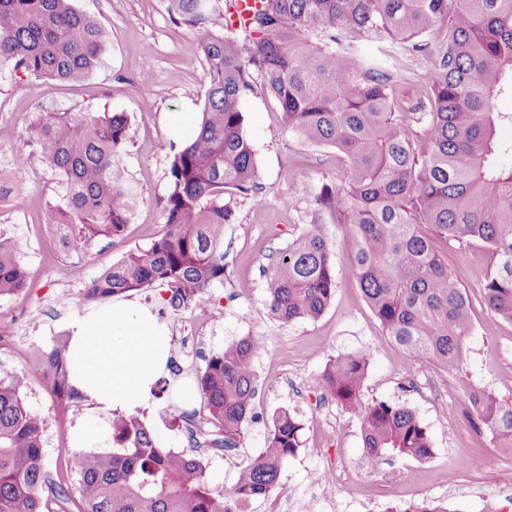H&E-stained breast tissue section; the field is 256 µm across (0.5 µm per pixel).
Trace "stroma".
<instances>
[{
	"label": "stroma",
	"mask_w": 512,
	"mask_h": 512,
	"mask_svg": "<svg viewBox=\"0 0 512 512\" xmlns=\"http://www.w3.org/2000/svg\"><path fill=\"white\" fill-rule=\"evenodd\" d=\"M73 4L105 29L103 60L76 87L20 72L0 74V167L10 165L17 145L29 139L38 113L124 112L131 120L130 141L120 165L139 199L122 238L95 240L84 254H74L64 246L61 230L43 221L59 188L51 171L32 160L10 201L0 204V231L17 240L28 278L22 292L0 298V328L15 347L14 353L0 352V378L26 374L31 361L43 359L76 318L105 310V303L83 305L79 298L88 281L161 233L171 130L179 115L198 116L205 100V61L196 49L197 34L170 20L166 0ZM145 73L151 76L146 85L141 82ZM244 116L264 202L257 207L248 198L236 201L234 221L224 231L223 286L213 289L205 308H174L169 292L159 286L128 292L123 299L149 310L166 327L176 377L184 382L224 345L248 335L264 340L256 361V418L237 449L217 456L195 447L176 427L175 418L182 414L204 424L201 402L180 401L168 389L148 398V428L163 437L165 446L202 458L207 481L219 490L236 481L242 459L262 450L274 410L285 407L297 413L304 429L302 446L285 464L275 491L281 500L309 506L311 512H406L423 501L446 504L453 512H512V453L498 448L488 430L477 429L467 398L469 389L478 387L512 405V324L483 302V284L494 270L488 249L474 243L445 252L449 272L470 297L473 320L458 376L451 379L434 365L408 357L386 335L352 273L354 227L317 209L314 196L321 186L340 181L343 165L335 150L304 144L288 131L261 77L253 79ZM316 224L334 254V297L317 320L280 324L267 313L265 271L279 251ZM76 266L82 279L71 275ZM354 351L371 357L363 400L412 408L430 433L431 458L387 457L367 466L356 418L307 386L330 359ZM435 379L446 389L440 400L432 392ZM24 399L46 423L51 462L58 451L74 449L75 428L107 416L88 400L66 419H57L49 386L33 380ZM461 457L469 458V466H457Z\"/></svg>",
	"instance_id": "stroma-1"
}]
</instances>
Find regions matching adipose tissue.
<instances>
[{"mask_svg": "<svg viewBox=\"0 0 512 512\" xmlns=\"http://www.w3.org/2000/svg\"><path fill=\"white\" fill-rule=\"evenodd\" d=\"M69 361L75 385L103 409L141 408L169 358V338L150 313L126 302L71 325Z\"/></svg>", "mask_w": 512, "mask_h": 512, "instance_id": "ef3b65f1", "label": "adipose tissue"}]
</instances>
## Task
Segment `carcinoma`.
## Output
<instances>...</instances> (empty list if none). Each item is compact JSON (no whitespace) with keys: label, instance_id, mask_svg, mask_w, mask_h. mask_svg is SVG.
<instances>
[{"label":"carcinoma","instance_id":"obj_1","mask_svg":"<svg viewBox=\"0 0 512 512\" xmlns=\"http://www.w3.org/2000/svg\"><path fill=\"white\" fill-rule=\"evenodd\" d=\"M73 0H0V71L78 84L100 65L107 33ZM173 21L196 29L204 58L205 105L198 129L170 145L165 231L86 285L81 301L107 300L163 285L171 304L193 308L224 283V225L234 204H256V153L244 129L252 74L301 140L336 149L340 184L317 196L336 222L358 235L353 273L386 335L409 357L454 376L470 334L471 301L435 246L484 244L495 267L483 286L488 310L512 324V144L496 128L512 112L493 101L512 95V0H262L248 30L231 29L224 0H167ZM365 43L377 54H362ZM426 55L434 71L411 98L397 86L408 57ZM125 112H49L32 122L40 158L60 187L44 223L56 224L67 248L84 252L98 238L123 236L135 205L119 168L129 141ZM30 141L11 169L21 182ZM12 237L0 232V297L26 286ZM269 315L283 323L316 320L336 290V267L318 228L280 251L265 272ZM61 334L44 369L68 363ZM260 341L224 346L196 374L215 429L212 443L238 447L254 417ZM370 356L339 355L313 376L314 387L353 414L366 460L416 461L433 455L427 427L408 406L366 403ZM24 376L0 378V512H245L278 487L301 447L303 424L277 409L263 450L247 458L230 491L204 479L201 459L160 445L140 413L114 412L109 447L71 453L72 470L52 474L44 420L23 401ZM51 396L67 414L81 402L71 370L52 378ZM469 402L512 451V405L483 389Z\"/></svg>","mask_w":512,"mask_h":512}]
</instances>
